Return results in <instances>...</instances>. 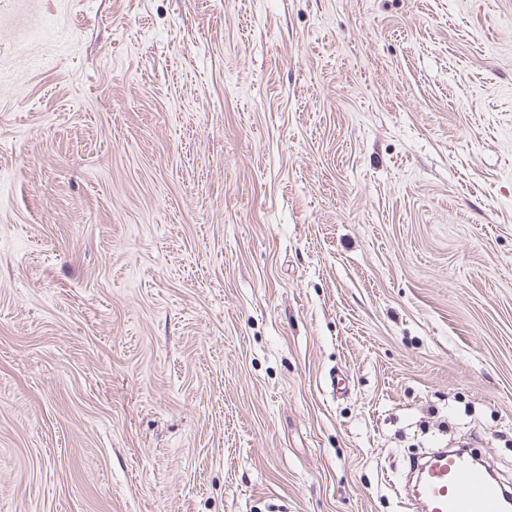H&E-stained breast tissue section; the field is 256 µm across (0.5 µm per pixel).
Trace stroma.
Here are the masks:
<instances>
[{"label":"stroma","instance_id":"stroma-1","mask_svg":"<svg viewBox=\"0 0 512 512\" xmlns=\"http://www.w3.org/2000/svg\"><path fill=\"white\" fill-rule=\"evenodd\" d=\"M512 491V0H0V512ZM450 450V451H448ZM461 450H434L429 464L418 463L414 470L418 492L410 500L421 512H507L503 497L509 494L473 467Z\"/></svg>","mask_w":512,"mask_h":512}]
</instances>
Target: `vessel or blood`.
Segmentation results:
<instances>
[{
    "instance_id": "1",
    "label": "vessel or blood",
    "mask_w": 512,
    "mask_h": 512,
    "mask_svg": "<svg viewBox=\"0 0 512 512\" xmlns=\"http://www.w3.org/2000/svg\"><path fill=\"white\" fill-rule=\"evenodd\" d=\"M414 476V512H512L504 502L505 488L458 451L434 450L429 464L416 466Z\"/></svg>"
}]
</instances>
